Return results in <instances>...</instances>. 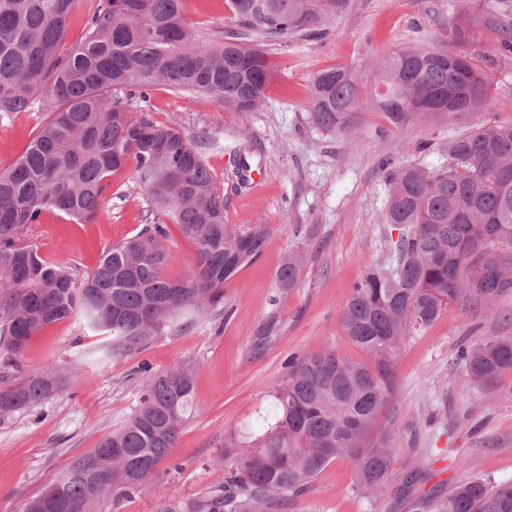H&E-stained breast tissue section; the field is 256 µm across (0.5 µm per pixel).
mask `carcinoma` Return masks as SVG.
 <instances>
[{"mask_svg":"<svg viewBox=\"0 0 512 512\" xmlns=\"http://www.w3.org/2000/svg\"><path fill=\"white\" fill-rule=\"evenodd\" d=\"M183 0H101L84 39L61 53L78 0H0V113L41 103L49 116L25 152L0 170V350L16 356L40 329L81 316L111 338L102 356L145 347L188 308L224 301V283L264 249L262 225L224 223V193L189 138L137 112H117L112 96L165 84L193 91L240 112L266 101L274 69L266 53L229 36L203 44L182 15ZM345 0H231L243 24L270 37L323 24ZM405 48L372 64L374 106L394 127L455 120L481 109L491 92L472 58ZM364 91L361 76L338 65L312 80L308 122L328 133L353 128ZM150 211L168 217L195 242L186 280L163 274L162 224L104 248L78 278L43 259L23 233L46 212L76 224L96 219L106 179L122 164ZM385 219L401 224L393 263L359 280L340 313L347 340L366 354L336 350L292 357L288 374L263 415L224 437V483L170 512H259L307 487L340 457L352 460L357 486L370 494L391 477L390 438L398 388L397 358L405 340L433 324L450 304L490 303L512 291V126L472 128L448 141V164L416 165L387 174ZM301 250L277 273L295 287ZM472 384L493 385L512 371V336L479 340L459 350ZM142 374L137 407L96 447L73 458L25 504L24 512H104L161 476L195 403L190 368ZM55 367L0 388V417L33 406L63 385ZM432 512H512V483L458 484Z\"/></svg>","mask_w":512,"mask_h":512,"instance_id":"1","label":"carcinoma"}]
</instances>
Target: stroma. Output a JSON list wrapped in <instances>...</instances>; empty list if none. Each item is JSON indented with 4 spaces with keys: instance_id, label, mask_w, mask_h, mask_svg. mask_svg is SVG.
I'll return each instance as SVG.
<instances>
[{
    "instance_id": "stroma-1",
    "label": "stroma",
    "mask_w": 512,
    "mask_h": 512,
    "mask_svg": "<svg viewBox=\"0 0 512 512\" xmlns=\"http://www.w3.org/2000/svg\"><path fill=\"white\" fill-rule=\"evenodd\" d=\"M183 16L204 42L233 31L268 51L276 75L265 106L237 112L205 94L163 85L144 99L119 93V104L179 125L224 192L225 223L263 224L270 238L225 284L223 304L180 317L142 350L87 363L82 352L100 337L75 316L43 328L16 357L0 353V387L49 365L67 378L40 403L0 418V512H21L58 471L122 423L141 394L137 370L144 363L155 371L190 365L196 410L164 462L168 474L119 512H166L172 502L223 483L215 460L225 434L266 406L292 355L334 349L360 358L345 338L340 312L354 284L388 262L397 239L384 221L386 163L436 169L448 161L449 139L476 126L512 125V49L503 45L512 29V0H347L319 34L304 30L272 40L243 26L230 0H184ZM454 25L468 27L470 36L450 39ZM408 47L471 56L493 81L484 107L428 130L393 127L365 105L348 133L329 134L308 122L317 72L337 64L361 69ZM46 118L39 106L0 114V169L15 163ZM426 138L429 148L418 151ZM242 160L250 166L245 175L238 170ZM103 203L96 221L86 224L45 213L25 239L42 257L85 275L105 246L154 220L132 166L112 173ZM165 244L166 276L188 278L194 243L172 224ZM302 244L307 256L297 286L283 291L277 271ZM265 328L270 337L256 347ZM495 336H512V293L489 307L449 306L406 341L393 405V474L384 493L357 489L352 462L339 458L308 488L260 512H431L433 499L465 480L512 483V372L478 389L457 359L460 345ZM409 475L414 482L408 487Z\"/></svg>"
}]
</instances>
